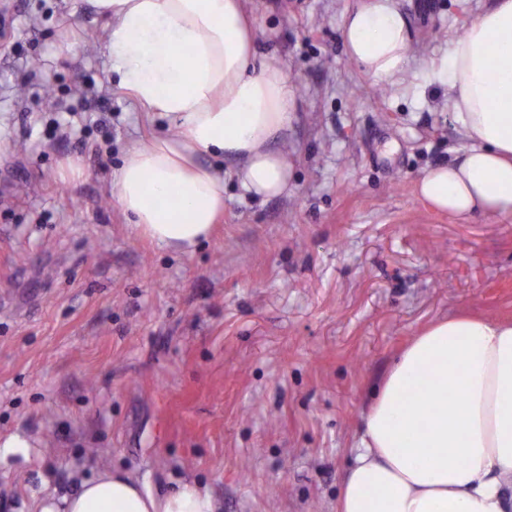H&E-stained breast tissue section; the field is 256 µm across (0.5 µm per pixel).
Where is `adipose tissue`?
<instances>
[{
  "instance_id": "obj_1",
  "label": "adipose tissue",
  "mask_w": 512,
  "mask_h": 512,
  "mask_svg": "<svg viewBox=\"0 0 512 512\" xmlns=\"http://www.w3.org/2000/svg\"><path fill=\"white\" fill-rule=\"evenodd\" d=\"M117 87L167 120L133 145L110 188L129 223L168 249L210 238L224 214V174L202 155L236 163L241 189L287 193L291 81L276 55L257 60L241 0H93ZM346 54L383 86L406 72L411 27L394 0H366L342 21ZM466 144L420 179L421 197L465 221L512 218V0H494L432 60ZM512 319L438 320L388 365L370 395L364 433L337 512H512ZM184 481L163 495L102 468L66 512H218Z\"/></svg>"
}]
</instances>
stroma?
Masks as SVG:
<instances>
[{"label": "stroma", "instance_id": "stroma-1", "mask_svg": "<svg viewBox=\"0 0 512 512\" xmlns=\"http://www.w3.org/2000/svg\"><path fill=\"white\" fill-rule=\"evenodd\" d=\"M258 57L296 89L287 195L226 178L224 215L182 253L109 201L128 146L164 134L87 51L91 0L0 11V512H63L96 468L185 479L220 512H336L372 388L429 324L512 318V222H461L416 185L465 139L429 82L440 33L490 0H399V88L346 56L359 0H242ZM74 160L82 178L64 180Z\"/></svg>", "mask_w": 512, "mask_h": 512}]
</instances>
